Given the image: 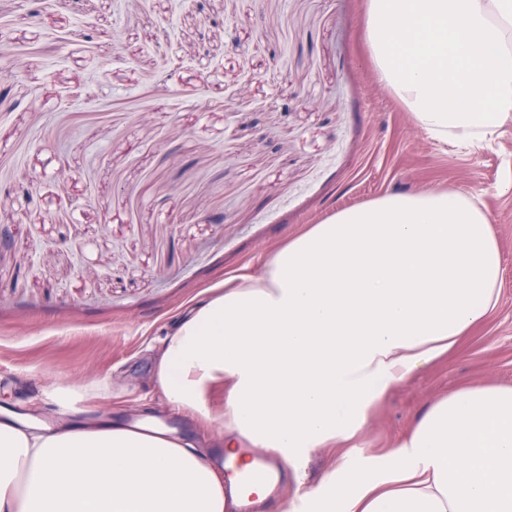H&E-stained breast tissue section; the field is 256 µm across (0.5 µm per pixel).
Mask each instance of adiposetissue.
I'll return each instance as SVG.
<instances>
[{
	"mask_svg": "<svg viewBox=\"0 0 512 512\" xmlns=\"http://www.w3.org/2000/svg\"><path fill=\"white\" fill-rule=\"evenodd\" d=\"M364 38L380 82L439 140L512 121V0H369ZM499 242L460 192L386 195L311 225L257 277L191 300L156 385L294 464L352 440L390 388L452 351L495 310ZM299 502L312 512H512V387L431 404L395 452L343 461ZM224 484L193 442L147 413L0 418V512H225Z\"/></svg>",
	"mask_w": 512,
	"mask_h": 512,
	"instance_id": "obj_1",
	"label": "adipose tissue"
}]
</instances>
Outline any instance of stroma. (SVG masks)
I'll use <instances>...</instances> for the list:
<instances>
[{
	"mask_svg": "<svg viewBox=\"0 0 512 512\" xmlns=\"http://www.w3.org/2000/svg\"><path fill=\"white\" fill-rule=\"evenodd\" d=\"M367 0H0V408L83 416L151 409L211 452L199 418L153 376L185 305L250 275L339 209L457 190L500 242L497 307L447 356L396 384L355 438L362 466L392 453L436 399L512 385V123L491 142L430 138L378 79ZM318 448L280 494L340 462Z\"/></svg>",
	"mask_w": 512,
	"mask_h": 512,
	"instance_id": "35a3bbf8",
	"label": "stroma"
}]
</instances>
